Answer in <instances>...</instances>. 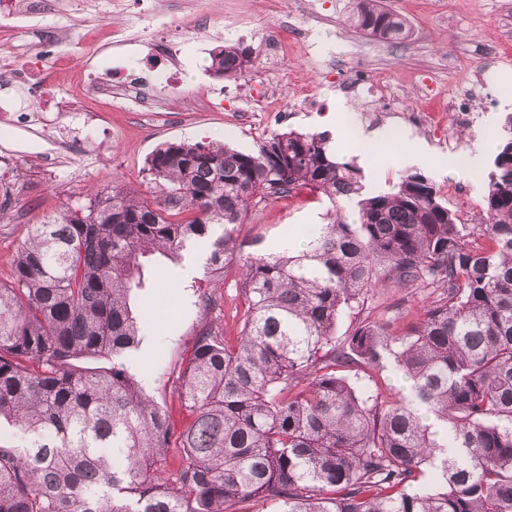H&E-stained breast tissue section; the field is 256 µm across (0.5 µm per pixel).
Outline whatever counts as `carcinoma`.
<instances>
[{
  "label": "carcinoma",
  "mask_w": 512,
  "mask_h": 512,
  "mask_svg": "<svg viewBox=\"0 0 512 512\" xmlns=\"http://www.w3.org/2000/svg\"><path fill=\"white\" fill-rule=\"evenodd\" d=\"M348 26L398 38L382 0H353ZM238 77L249 48L210 54ZM326 132H276L245 153L163 144L144 171L154 200L114 186L31 224L0 284V512H512V137L488 174L486 222L460 223L408 173L368 192ZM307 189L352 202L299 254L247 259V309L231 343L208 325L177 378L191 416L174 434L125 358L142 343V293L173 290L155 260L208 243L223 272L249 210ZM436 293L418 318L343 316L383 283ZM390 362L397 397L356 387L352 366ZM180 465L167 469L170 450Z\"/></svg>",
  "instance_id": "obj_1"
}]
</instances>
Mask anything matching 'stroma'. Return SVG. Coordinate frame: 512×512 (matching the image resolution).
Instances as JSON below:
<instances>
[{"instance_id": "obj_1", "label": "stroma", "mask_w": 512, "mask_h": 512, "mask_svg": "<svg viewBox=\"0 0 512 512\" xmlns=\"http://www.w3.org/2000/svg\"><path fill=\"white\" fill-rule=\"evenodd\" d=\"M388 8L405 23L409 35L371 49V37L355 32L346 23L350 0H86L65 12L37 15L22 22L14 42L21 56L58 58L68 64L58 84L43 88L40 97L0 82V104L15 112L48 110L51 100L79 82L89 66L99 78L120 83L128 60L142 69L170 66L164 45L181 47L177 61L179 80L173 88L177 111L144 108L115 99L90 100L87 111L96 116L91 131L72 130L61 143L15 129L16 156L9 169L0 168V199L7 216L0 222V282L11 278L12 261L29 225L57 215L69 202L92 190L119 185L142 197L153 189L143 168L161 144L189 139L226 144L240 151L253 150L257 142L276 131H327L336 124L340 106H348L356 122L368 133L389 127L404 130L427 148L421 164L404 156L383 152L364 169L367 190L387 188L409 172H420L435 185L449 209H456L451 190L462 187L471 197L477 219H484L486 182H475L448 167L446 141L451 121L439 125L420 123L426 112H447L449 92L465 91L475 82L473 70L484 68V84L474 109L486 113L488 131L503 136L507 111L499 106V87L512 81V0H386ZM197 14L203 27L189 39L175 17ZM160 28L159 42L138 40L113 50L93 63L85 49L86 34L99 43L112 39V30L126 27L136 33L140 20ZM281 26L289 42L313 43V51L280 53L264 40L265 30ZM62 33L51 41V33ZM240 43L250 49L253 64L237 78L213 75L209 70L213 49ZM382 75L401 91L400 98L347 97L341 87L351 78ZM433 80L434 96H422L417 86ZM313 86L322 109L300 111L296 83ZM330 203L308 193L296 198L269 201L251 209L238 231L239 250L226 264L223 277L206 274L204 263L183 264L175 275L182 287L173 297L175 315L151 326L143 347L131 364L143 390L164 404L175 427H183V413L174 390L180 367L194 350L199 330L211 323L224 327L226 337L237 336L247 306L238 286L240 265L247 259L271 253L289 229L306 228L326 221ZM217 301L205 309L201 295ZM425 289H373L361 317L377 318L396 312L418 314L429 302Z\"/></svg>"}]
</instances>
